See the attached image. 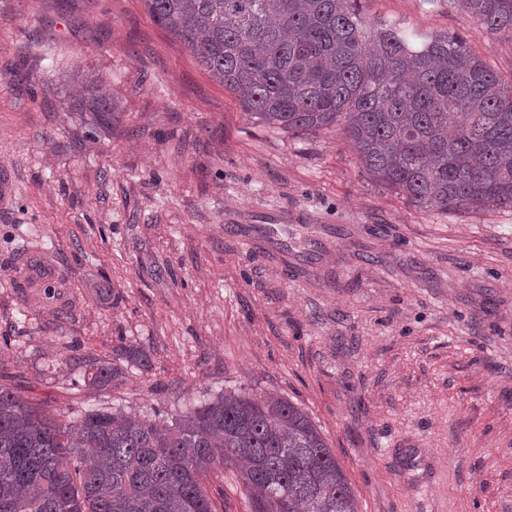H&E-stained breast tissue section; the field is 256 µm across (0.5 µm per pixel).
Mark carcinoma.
I'll return each instance as SVG.
<instances>
[{
    "label": "carcinoma",
    "instance_id": "obj_1",
    "mask_svg": "<svg viewBox=\"0 0 512 512\" xmlns=\"http://www.w3.org/2000/svg\"><path fill=\"white\" fill-rule=\"evenodd\" d=\"M250 120L343 124L361 167L419 208H512V84L456 34L420 44L369 31L357 0H145ZM512 41V0H449ZM98 112L103 84H84ZM117 368L94 361L89 385ZM232 466L251 512H360L308 414L240 388L161 426L103 407L61 421L0 383V512H214L209 471Z\"/></svg>",
    "mask_w": 512,
    "mask_h": 512
}]
</instances>
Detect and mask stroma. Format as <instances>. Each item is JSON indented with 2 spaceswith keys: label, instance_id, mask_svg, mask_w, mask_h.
<instances>
[{
  "label": "stroma",
  "instance_id": "obj_1",
  "mask_svg": "<svg viewBox=\"0 0 512 512\" xmlns=\"http://www.w3.org/2000/svg\"><path fill=\"white\" fill-rule=\"evenodd\" d=\"M359 4L512 79V42L449 0ZM0 72V383L70 420L274 394L361 512H512V208L421 209L340 129L251 123L143 0H0ZM205 485L249 512L235 469ZM118 374L117 368L112 366L108 361H94L87 365L85 369V379H87L90 386L99 387L100 389L107 388L112 384Z\"/></svg>",
  "mask_w": 512,
  "mask_h": 512
}]
</instances>
